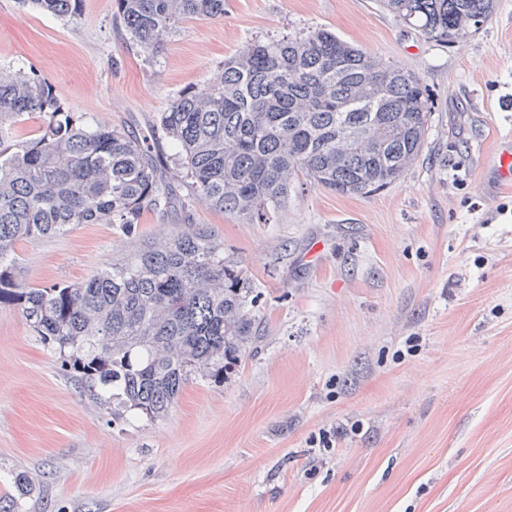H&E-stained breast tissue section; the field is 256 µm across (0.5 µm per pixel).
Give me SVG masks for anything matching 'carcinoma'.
<instances>
[{
	"label": "carcinoma",
	"instance_id": "carcinoma-1",
	"mask_svg": "<svg viewBox=\"0 0 512 512\" xmlns=\"http://www.w3.org/2000/svg\"><path fill=\"white\" fill-rule=\"evenodd\" d=\"M82 0H21L62 18ZM132 43L150 54L176 24L224 16V0H115ZM437 41L481 28L495 0H381ZM431 94L413 71L324 29L253 39L217 77L188 87L148 135L92 125L34 68H0V303L19 305L82 384L119 390L129 407L165 416L194 375L224 378L258 340L250 277L201 226L141 244L79 283L31 288L11 273L22 241L73 224L135 232L171 202L172 182L150 145L176 141L173 163L193 200L256 219L288 203L300 177L369 196L400 180L420 155ZM39 127L27 132L32 116Z\"/></svg>",
	"mask_w": 512,
	"mask_h": 512
}]
</instances>
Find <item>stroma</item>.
Returning <instances> with one entry per match:
<instances>
[{
	"label": "stroma",
	"mask_w": 512,
	"mask_h": 512,
	"mask_svg": "<svg viewBox=\"0 0 512 512\" xmlns=\"http://www.w3.org/2000/svg\"><path fill=\"white\" fill-rule=\"evenodd\" d=\"M114 11L82 0L69 20L0 0V67L36 68L73 111L138 134L250 40L323 27L414 71L428 132L370 196L300 181L252 222L187 202L179 181L135 235L76 224L21 243L14 278L45 288L206 226L255 284L260 338L153 420L82 388L1 303L0 497L17 512H512V183L492 175L512 138V0L448 42L376 0H224L151 55Z\"/></svg>",
	"instance_id": "1"
}]
</instances>
